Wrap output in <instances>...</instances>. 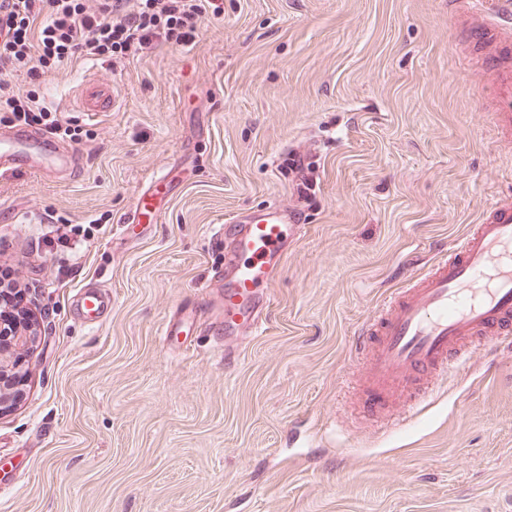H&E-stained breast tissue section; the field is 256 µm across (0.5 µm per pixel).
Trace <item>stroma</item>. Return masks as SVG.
I'll return each instance as SVG.
<instances>
[{"mask_svg": "<svg viewBox=\"0 0 512 512\" xmlns=\"http://www.w3.org/2000/svg\"><path fill=\"white\" fill-rule=\"evenodd\" d=\"M486 53L448 0H224L193 45L12 75L80 138L74 172L0 181V266L44 325L0 411V512H512V350L475 355L406 434L350 417L357 327L408 257L512 193ZM90 72L117 96L93 118L67 101ZM298 153L311 205L284 169ZM171 167L158 222L120 228ZM272 203L304 227L230 367L199 329L224 262L212 235ZM87 283L112 298L94 326L74 311ZM185 309L175 350L161 328Z\"/></svg>", "mask_w": 512, "mask_h": 512, "instance_id": "1", "label": "stroma"}]
</instances>
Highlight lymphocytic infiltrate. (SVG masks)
Wrapping results in <instances>:
<instances>
[{"label": "lymphocytic infiltrate", "mask_w": 512, "mask_h": 512, "mask_svg": "<svg viewBox=\"0 0 512 512\" xmlns=\"http://www.w3.org/2000/svg\"><path fill=\"white\" fill-rule=\"evenodd\" d=\"M223 11L221 0H0V71L39 77L78 54L122 60L162 43L191 45L201 19ZM0 122L77 136L39 95L3 78ZM29 315L11 269L0 270V324L10 330Z\"/></svg>", "instance_id": "lymphocytic-infiltrate-1"}]
</instances>
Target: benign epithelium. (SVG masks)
Listing matches in <instances>:
<instances>
[{
	"label": "benign epithelium",
	"mask_w": 512,
	"mask_h": 512,
	"mask_svg": "<svg viewBox=\"0 0 512 512\" xmlns=\"http://www.w3.org/2000/svg\"><path fill=\"white\" fill-rule=\"evenodd\" d=\"M40 324L31 322L15 327L7 333L0 325V404L15 400L22 395L28 373L23 353L38 340Z\"/></svg>",
	"instance_id": "obj_1"
}]
</instances>
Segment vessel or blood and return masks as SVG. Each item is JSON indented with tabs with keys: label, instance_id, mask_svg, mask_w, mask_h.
Listing matches in <instances>:
<instances>
[{
	"label": "vessel or blood",
	"instance_id": "vessel-or-blood-1",
	"mask_svg": "<svg viewBox=\"0 0 512 512\" xmlns=\"http://www.w3.org/2000/svg\"><path fill=\"white\" fill-rule=\"evenodd\" d=\"M450 22L467 21L474 37H489L498 110L494 126L512 148V0H448ZM116 103L110 87L86 79L78 90L79 111L95 116ZM59 139L45 131L15 127L0 133V179L16 173L46 175L57 162ZM176 191L163 173L138 194L127 218L157 223L163 201ZM301 230L295 210L273 205L235 215L216 239L230 238L231 251L215 277L224 290L209 324L224 339L225 360H235L243 337L258 335L270 307L268 286ZM104 295L81 287L75 312L96 324ZM512 339V197L488 203L479 223L399 287L389 289L377 313L363 321L355 349L362 369L354 410L393 433L411 426L435 402L439 384L466 365L474 351L494 356Z\"/></svg>",
	"mask_w": 512,
	"mask_h": 512
}]
</instances>
